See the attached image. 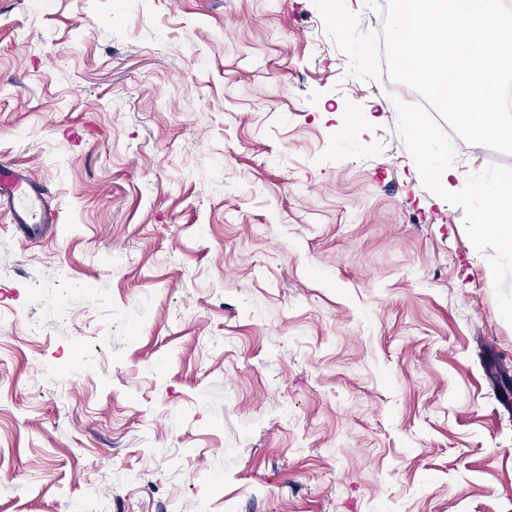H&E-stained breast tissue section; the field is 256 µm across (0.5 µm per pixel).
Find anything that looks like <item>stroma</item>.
I'll use <instances>...</instances> for the list:
<instances>
[{"instance_id": "1", "label": "stroma", "mask_w": 512, "mask_h": 512, "mask_svg": "<svg viewBox=\"0 0 512 512\" xmlns=\"http://www.w3.org/2000/svg\"><path fill=\"white\" fill-rule=\"evenodd\" d=\"M347 68L313 0H0V512H512V254ZM427 157H429V162L425 166L426 173L435 179L439 185L437 199L441 204L448 203V198L455 197L459 192L461 183L459 173L455 167L448 163L446 158L438 157L429 152ZM0 204L9 209L24 238L43 241L56 234L59 212L48 204L42 182L29 169L0 165Z\"/></svg>"}]
</instances>
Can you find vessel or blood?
Instances as JSON below:
<instances>
[{"label": "vessel or blood", "mask_w": 512, "mask_h": 512, "mask_svg": "<svg viewBox=\"0 0 512 512\" xmlns=\"http://www.w3.org/2000/svg\"><path fill=\"white\" fill-rule=\"evenodd\" d=\"M0 205L9 209L24 238L42 241L55 235L59 212L48 204L42 182L29 169L0 165Z\"/></svg>", "instance_id": "obj_1"}]
</instances>
